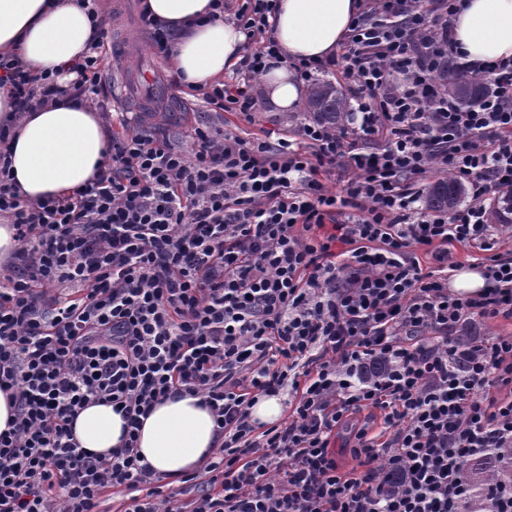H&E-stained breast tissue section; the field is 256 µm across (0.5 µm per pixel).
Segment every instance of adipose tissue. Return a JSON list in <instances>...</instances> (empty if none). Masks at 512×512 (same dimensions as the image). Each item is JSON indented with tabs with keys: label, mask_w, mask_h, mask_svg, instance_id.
Segmentation results:
<instances>
[{
	"label": "adipose tissue",
	"mask_w": 512,
	"mask_h": 512,
	"mask_svg": "<svg viewBox=\"0 0 512 512\" xmlns=\"http://www.w3.org/2000/svg\"><path fill=\"white\" fill-rule=\"evenodd\" d=\"M153 17L178 36L169 54L183 83L201 86L238 65L245 36L236 25L207 20L210 0H147ZM273 35L278 60L263 75L268 101L278 112L297 110L303 84L288 59H327L349 32L360 0H278ZM452 42L460 60L483 65L512 59V0H461L451 20ZM95 34L78 0H0V52L18 53L34 72L73 62L87 52ZM15 135L12 168L22 198L31 202L72 194L95 177L107 159L108 139L95 110L61 101L36 112L15 114L0 89V121ZM124 421L109 404L81 409L74 425L80 448L108 456L121 443ZM217 441L209 409L187 395L155 406L145 419L137 448L164 479L193 472Z\"/></svg>",
	"instance_id": "obj_1"
}]
</instances>
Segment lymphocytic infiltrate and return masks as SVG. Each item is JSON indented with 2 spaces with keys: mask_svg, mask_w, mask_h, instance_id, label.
I'll return each mask as SVG.
<instances>
[{
  "mask_svg": "<svg viewBox=\"0 0 512 512\" xmlns=\"http://www.w3.org/2000/svg\"><path fill=\"white\" fill-rule=\"evenodd\" d=\"M69 84L0 54L17 110L67 94L112 110L108 22ZM459 0H364L332 58L289 61L301 80L336 69L354 127L297 126L270 146L200 124L192 152L153 130L108 131V158L72 195L37 204L16 190L0 127V215L21 243L0 289V512H512V60L460 62ZM277 0H240L253 43L234 82L199 87L216 112L254 121L253 80L278 57ZM484 78L464 108L438 92L441 68ZM379 145L367 149L366 141ZM300 149H293V141ZM347 177L332 192L324 178ZM435 170L468 199L419 204ZM481 251L478 291L448 289V246ZM202 396L219 444L187 474L202 492L164 491L136 438L156 404ZM276 398L271 423L255 405ZM112 404L129 431L102 459L79 448L80 409ZM379 410L370 433L353 414ZM358 459L341 473L335 439Z\"/></svg>",
  "mask_w": 512,
  "mask_h": 512,
  "instance_id": "lymphocytic-infiltrate-1",
  "label": "lymphocytic infiltrate"
}]
</instances>
